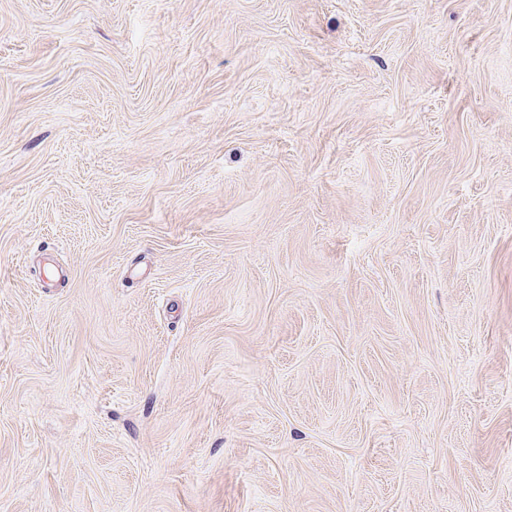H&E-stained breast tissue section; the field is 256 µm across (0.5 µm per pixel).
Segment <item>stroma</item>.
<instances>
[{
	"instance_id": "stroma-1",
	"label": "stroma",
	"mask_w": 512,
	"mask_h": 512,
	"mask_svg": "<svg viewBox=\"0 0 512 512\" xmlns=\"http://www.w3.org/2000/svg\"><path fill=\"white\" fill-rule=\"evenodd\" d=\"M0 512H512V0H0Z\"/></svg>"
}]
</instances>
